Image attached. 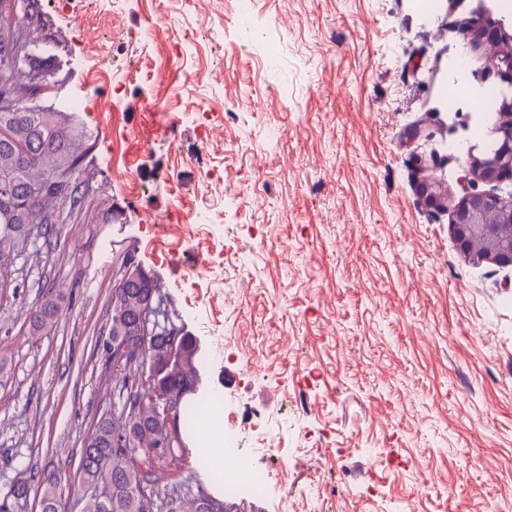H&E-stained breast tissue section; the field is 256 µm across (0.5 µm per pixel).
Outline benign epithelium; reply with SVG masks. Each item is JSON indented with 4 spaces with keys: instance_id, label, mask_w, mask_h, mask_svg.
I'll list each match as a JSON object with an SVG mask.
<instances>
[{
    "instance_id": "obj_1",
    "label": "benign epithelium",
    "mask_w": 512,
    "mask_h": 512,
    "mask_svg": "<svg viewBox=\"0 0 512 512\" xmlns=\"http://www.w3.org/2000/svg\"><path fill=\"white\" fill-rule=\"evenodd\" d=\"M461 0H448V11L456 15L455 25L467 45L473 51H483L486 55L489 77L498 79L508 86L512 85V62L502 60L494 54V49L512 43V27L506 23H496V36H487L483 28L492 22L491 13L484 0H477L469 11L461 10ZM44 90V84L38 83L24 97H13L7 93L0 95V101L6 104L7 112H26L30 103ZM493 133L499 141V149L492 155L475 153L468 150L466 159L460 165L459 182L468 189L466 195L452 212L451 226L462 252L475 263H493L499 266L512 265V235L505 237L499 231V225L485 222L490 210L498 212L501 222L512 224V193L503 196L492 189L477 191L480 183L497 184L512 177V98H506L501 104L500 119ZM417 192L426 206L438 209L443 206V194L438 181L427 176L417 183ZM486 242L485 250L476 252L472 248L475 240ZM162 306L147 303L142 313L144 345L155 343L158 329L153 327L154 320L161 317Z\"/></svg>"
}]
</instances>
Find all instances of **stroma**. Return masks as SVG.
<instances>
[{
	"mask_svg": "<svg viewBox=\"0 0 512 512\" xmlns=\"http://www.w3.org/2000/svg\"><path fill=\"white\" fill-rule=\"evenodd\" d=\"M161 25L101 65L86 38ZM42 106L83 132L82 210L0 261V495L58 470L75 512L81 442L112 411L105 333L127 253L155 275L198 345V397L222 400L267 476L241 512H512V266L472 263L452 211L467 117L443 111L462 43L418 0H38ZM169 115L168 142L135 151L132 103ZM235 118L218 120V113ZM425 120L430 135L407 142ZM443 157V208L416 192V161ZM224 198L212 223L191 216ZM187 221L147 225L171 207ZM57 326L31 315L47 285ZM172 479L215 497L221 469L198 431Z\"/></svg>",
	"mask_w": 512,
	"mask_h": 512,
	"instance_id": "1",
	"label": "stroma"
}]
</instances>
